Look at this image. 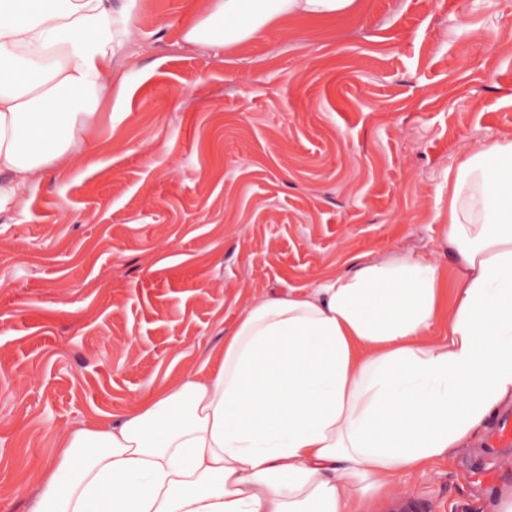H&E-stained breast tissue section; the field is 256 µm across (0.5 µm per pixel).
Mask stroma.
Masks as SVG:
<instances>
[{"label": "stroma", "mask_w": 512, "mask_h": 512, "mask_svg": "<svg viewBox=\"0 0 512 512\" xmlns=\"http://www.w3.org/2000/svg\"><path fill=\"white\" fill-rule=\"evenodd\" d=\"M208 6L138 0L87 146L0 213V512H25L56 435L135 412L271 289L451 263L448 168L512 134V0H363L184 43ZM470 461L402 474L373 512H485Z\"/></svg>", "instance_id": "1"}]
</instances>
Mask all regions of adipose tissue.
<instances>
[{
	"label": "adipose tissue",
	"mask_w": 512,
	"mask_h": 512,
	"mask_svg": "<svg viewBox=\"0 0 512 512\" xmlns=\"http://www.w3.org/2000/svg\"><path fill=\"white\" fill-rule=\"evenodd\" d=\"M359 0H210L186 42L229 48ZM136 0H0V212L66 159L104 101ZM441 267L359 262L272 290L120 421L82 422L26 512H370L399 475L453 461L512 401V137L448 169Z\"/></svg>",
	"instance_id": "ef3b65f1"
}]
</instances>
